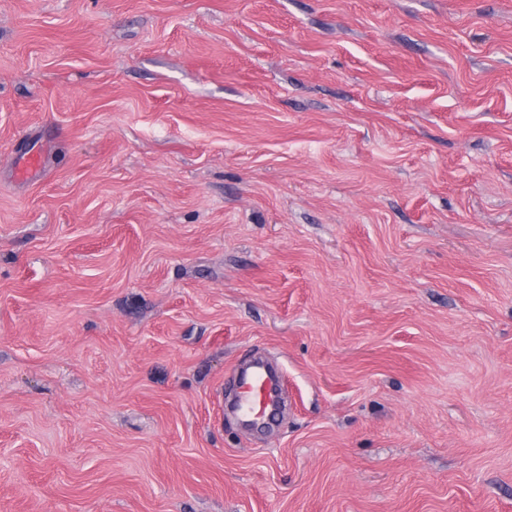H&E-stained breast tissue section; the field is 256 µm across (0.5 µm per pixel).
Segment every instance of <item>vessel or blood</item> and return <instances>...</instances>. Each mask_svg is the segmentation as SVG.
<instances>
[{
	"label": "vessel or blood",
	"instance_id": "b4317fda",
	"mask_svg": "<svg viewBox=\"0 0 512 512\" xmlns=\"http://www.w3.org/2000/svg\"><path fill=\"white\" fill-rule=\"evenodd\" d=\"M282 388L281 377L257 363L238 379L237 407L242 418L268 421L275 412Z\"/></svg>",
	"mask_w": 512,
	"mask_h": 512
}]
</instances>
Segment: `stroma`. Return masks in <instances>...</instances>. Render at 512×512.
Wrapping results in <instances>:
<instances>
[{"label": "stroma", "instance_id": "stroma-1", "mask_svg": "<svg viewBox=\"0 0 512 512\" xmlns=\"http://www.w3.org/2000/svg\"><path fill=\"white\" fill-rule=\"evenodd\" d=\"M0 512H512V0H0ZM281 377L256 363L238 379L237 407L242 418L268 422L279 405Z\"/></svg>", "mask_w": 512, "mask_h": 512}]
</instances>
